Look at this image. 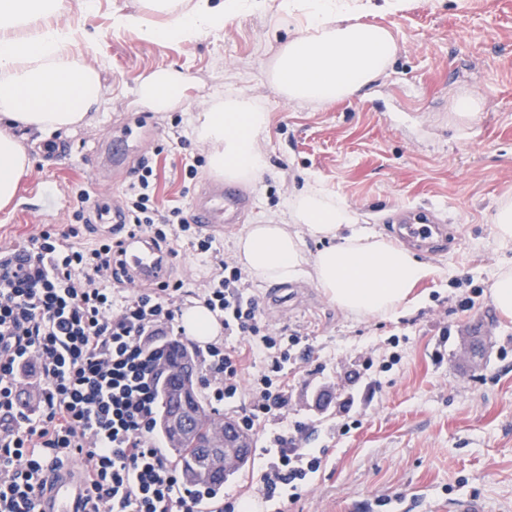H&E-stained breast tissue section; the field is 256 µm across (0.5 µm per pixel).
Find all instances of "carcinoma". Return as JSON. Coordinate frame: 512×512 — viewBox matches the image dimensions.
Segmentation results:
<instances>
[{
    "mask_svg": "<svg viewBox=\"0 0 512 512\" xmlns=\"http://www.w3.org/2000/svg\"><path fill=\"white\" fill-rule=\"evenodd\" d=\"M190 354H195V348L177 340L168 342L159 352L163 363L170 366ZM158 394L159 411L178 412L186 421L185 431L177 437L158 432L159 438L175 458L184 481L207 499L221 496L224 494V481L228 480L229 475L224 473V467L213 463L211 454L214 450L203 447V444L212 427L226 422L233 425L235 421H226L210 412L209 404L198 392L196 384L183 387L177 377L160 380Z\"/></svg>",
    "mask_w": 512,
    "mask_h": 512,
    "instance_id": "carcinoma-1",
    "label": "carcinoma"
}]
</instances>
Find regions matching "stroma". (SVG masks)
<instances>
[{
  "mask_svg": "<svg viewBox=\"0 0 512 512\" xmlns=\"http://www.w3.org/2000/svg\"><path fill=\"white\" fill-rule=\"evenodd\" d=\"M64 5L62 21L90 35L76 58L98 71L102 104L89 122L51 133L72 148L57 166L43 143L28 144L21 184L51 178L64 185L67 204L46 212L39 197L15 194L0 209V248L74 223L79 193L121 200L133 172L92 170L84 156L123 124L137 130L135 145L157 174L160 206L192 209L216 176L190 116L229 93L255 98L269 114L267 167L240 184L253 204L246 223L209 230L226 256L235 257L248 225L287 223L289 200L314 182L378 233L390 211L430 206L458 234L457 246L430 256L437 272L417 286L416 301L392 314L349 315L308 278L281 285L285 300L263 308V321L307 334L314 347L311 359L288 368V421L325 451L301 496L265 503L266 512H394L401 498L413 512H444L449 500L469 496L489 512H512V320L490 297L498 268L512 264L493 228L497 203L512 199V0H410L402 13L371 16L391 31L397 53L362 94L332 105L272 89L288 37L272 15L232 18L191 44L153 43L112 27L113 13L139 0H97L90 15L84 0ZM160 68L185 75L186 86L179 105L153 112L137 90ZM463 95L477 107L461 116L454 104ZM187 157L199 161L192 179ZM466 297L471 307H460ZM393 350L401 359L390 371L359 375L363 357ZM349 398L360 425L344 434L338 405Z\"/></svg>",
  "mask_w": 512,
  "mask_h": 512,
  "instance_id": "obj_1",
  "label": "stroma"
}]
</instances>
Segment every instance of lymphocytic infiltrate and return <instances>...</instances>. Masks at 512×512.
Masks as SVG:
<instances>
[{
    "label": "lymphocytic infiltrate",
    "mask_w": 512,
    "mask_h": 512,
    "mask_svg": "<svg viewBox=\"0 0 512 512\" xmlns=\"http://www.w3.org/2000/svg\"><path fill=\"white\" fill-rule=\"evenodd\" d=\"M117 210L170 257L184 245L213 267L197 297L240 342L199 351L201 386L214 407L236 408L245 430L275 422L262 499L297 498L322 460L302 447V426L288 424V364L302 337L263 322L246 272L183 207L159 208L151 166ZM80 233L76 224L45 230L0 258V512H35L48 467L64 463L85 472L82 512H197L155 434L157 352L184 333V283L128 291L111 238L83 246Z\"/></svg>",
    "instance_id": "lymphocytic-infiltrate-1"
}]
</instances>
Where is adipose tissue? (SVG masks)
<instances>
[{
    "instance_id": "obj_1",
    "label": "adipose tissue",
    "mask_w": 512,
    "mask_h": 512,
    "mask_svg": "<svg viewBox=\"0 0 512 512\" xmlns=\"http://www.w3.org/2000/svg\"><path fill=\"white\" fill-rule=\"evenodd\" d=\"M407 0H146L143 11L120 13L118 28L136 29L151 42H194L244 14L275 11L292 35L276 58L271 80L290 100L331 104L348 100L387 71L397 52L391 32L370 16L397 14ZM63 0H0V209L14 198L30 157L13 134H40L84 123L100 107V77L70 54L73 32L57 23ZM166 14V23L146 11ZM186 80L161 69L142 79L139 103L153 112L178 104ZM198 141L209 150L211 171L249 180L266 158L259 145L269 114L243 95L225 97L192 118ZM290 224H253L236 248L253 277L285 284L310 276L323 294L355 316H385L436 273L408 250L359 226L339 198L314 184L288 203ZM329 240L307 258L304 237Z\"/></svg>"
}]
</instances>
